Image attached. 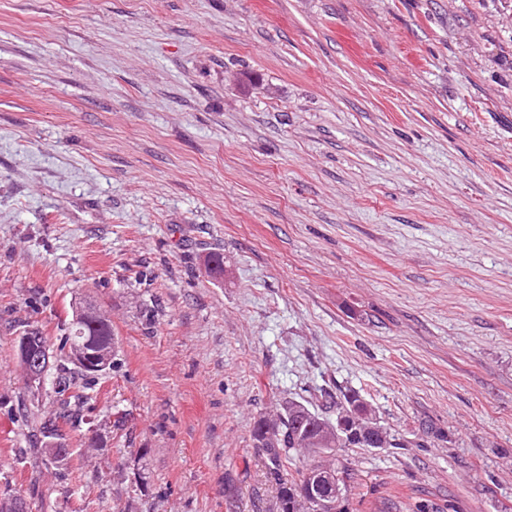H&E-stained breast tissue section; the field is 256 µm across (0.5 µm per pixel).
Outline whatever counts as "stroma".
Segmentation results:
<instances>
[{"label": "stroma", "mask_w": 512, "mask_h": 512, "mask_svg": "<svg viewBox=\"0 0 512 512\" xmlns=\"http://www.w3.org/2000/svg\"><path fill=\"white\" fill-rule=\"evenodd\" d=\"M78 302L56 462L16 342ZM325 390L398 442L348 512H512V0H0V490L275 512L254 425ZM92 337L97 349L114 346L112 338V324L103 323L95 317H84L83 320L76 319L74 314L70 323L69 332L61 336L56 350L61 357L75 365L70 359L78 364L88 373H98L106 370L110 363V354L107 351L93 352L81 347L75 349L70 357L69 348L71 342H79L84 337ZM76 366V365H75Z\"/></svg>", "instance_id": "35a3bbf8"}]
</instances>
